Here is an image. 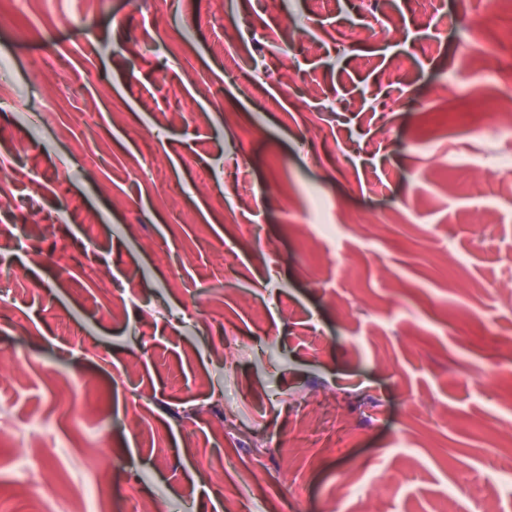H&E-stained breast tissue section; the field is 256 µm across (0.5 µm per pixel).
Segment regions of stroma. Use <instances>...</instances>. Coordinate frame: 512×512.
<instances>
[{"label": "stroma", "instance_id": "35a3bbf8", "mask_svg": "<svg viewBox=\"0 0 512 512\" xmlns=\"http://www.w3.org/2000/svg\"><path fill=\"white\" fill-rule=\"evenodd\" d=\"M40 2L53 31L0 0V351L24 355L0 369V500L39 512L28 456L55 460L63 512H89L88 485L101 512L134 490L225 512L231 484L242 512H437L465 480L512 512L508 451L476 434L512 433V366L473 384L512 335V175L473 180L459 118L512 84V20L464 27L482 0ZM379 12L399 34L362 29ZM492 41L500 79L475 81ZM83 112L77 167L60 133ZM92 264L131 287L122 319ZM307 416L340 442L270 453Z\"/></svg>", "mask_w": 512, "mask_h": 512}]
</instances>
